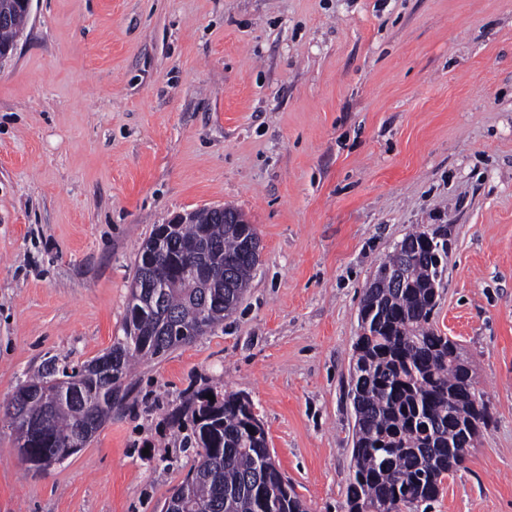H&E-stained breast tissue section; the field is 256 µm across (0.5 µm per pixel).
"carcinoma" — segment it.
I'll return each instance as SVG.
<instances>
[{
    "instance_id": "carcinoma-1",
    "label": "carcinoma",
    "mask_w": 512,
    "mask_h": 512,
    "mask_svg": "<svg viewBox=\"0 0 512 512\" xmlns=\"http://www.w3.org/2000/svg\"><path fill=\"white\" fill-rule=\"evenodd\" d=\"M0 47L22 34L27 15L13 0H0ZM257 236L251 224H224L208 210L194 212L189 224L157 225L142 248L133 279L153 260L166 264L173 279L163 306L145 310L133 298L127 308L124 336L88 363L79 391L55 392L52 381L68 369L48 365L27 378L4 408L16 431L19 451L34 465L43 455L77 453L112 416L125 397L124 383L133 362L159 358L193 343L202 323L215 329L242 300L256 259L249 244ZM427 243L393 250L364 292L359 315L363 332L354 346L355 413L352 476L347 512H402L430 505L445 477L465 461L461 450L474 447L479 433L492 424L483 394L465 384L470 368L457 343L433 328L438 289L448 256L447 234L425 230L405 236ZM224 269L220 288H190L178 269L186 262ZM398 269L403 281L383 275ZM250 402L229 394L211 401L201 396L188 421L198 449L197 461L177 486L175 512H307L275 464L263 434L250 431Z\"/></svg>"
}]
</instances>
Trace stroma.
<instances>
[{
    "label": "stroma",
    "mask_w": 512,
    "mask_h": 512,
    "mask_svg": "<svg viewBox=\"0 0 512 512\" xmlns=\"http://www.w3.org/2000/svg\"><path fill=\"white\" fill-rule=\"evenodd\" d=\"M227 205L261 241L237 311L137 364L50 470L0 416V512H165L208 393L251 401L308 512H345L360 302L443 226L434 327L494 422L431 512H512V0H33L0 68V408L123 336L156 225Z\"/></svg>",
    "instance_id": "obj_1"
}]
</instances>
